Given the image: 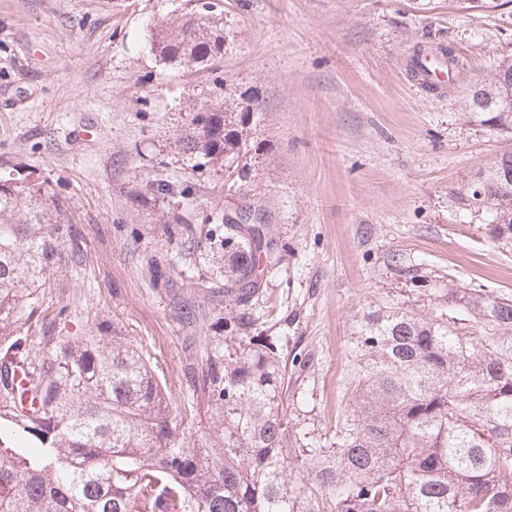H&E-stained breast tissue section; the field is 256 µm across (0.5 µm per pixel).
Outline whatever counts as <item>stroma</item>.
I'll list each match as a JSON object with an SVG mask.
<instances>
[{
	"instance_id": "stroma-1",
	"label": "stroma",
	"mask_w": 512,
	"mask_h": 512,
	"mask_svg": "<svg viewBox=\"0 0 512 512\" xmlns=\"http://www.w3.org/2000/svg\"><path fill=\"white\" fill-rule=\"evenodd\" d=\"M204 2L0 0V179L48 180L67 209L78 260L50 275L53 334L125 336L198 437L212 410L186 376L224 322L188 326L175 304L223 286L225 227L258 214L283 247L263 286L292 361L290 417L330 437L357 384L362 309L447 286L512 298V250L459 200L512 153L466 107L490 58L512 55V0H220L223 59L162 63L154 24ZM440 47L463 69L435 94L411 65ZM216 95L259 106L246 168L193 167L179 145L194 99Z\"/></svg>"
}]
</instances>
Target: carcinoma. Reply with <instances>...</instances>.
I'll return each instance as SVG.
<instances>
[{
    "label": "carcinoma",
    "instance_id": "carcinoma-1",
    "mask_svg": "<svg viewBox=\"0 0 512 512\" xmlns=\"http://www.w3.org/2000/svg\"><path fill=\"white\" fill-rule=\"evenodd\" d=\"M225 41L223 12L208 2L157 25L151 51L207 67ZM467 102L512 132V56ZM193 111L187 158L241 152L250 108L216 98ZM459 195L491 211L493 241L512 248V154ZM69 232L48 181L0 180V512H512V298L436 288L417 306L362 310L358 389L321 441L288 418V358L257 314L268 229L227 232L224 290L176 307L190 326L224 302V335L199 337L188 373L212 407L197 448L125 337L38 325L51 271L76 261L62 249Z\"/></svg>",
    "mask_w": 512,
    "mask_h": 512
}]
</instances>
